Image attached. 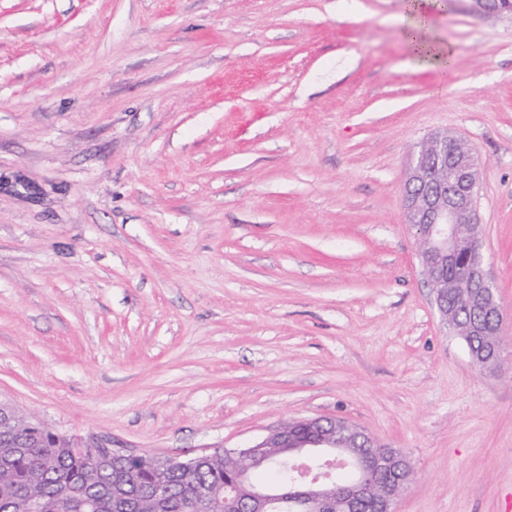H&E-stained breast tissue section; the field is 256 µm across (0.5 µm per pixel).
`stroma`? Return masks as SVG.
Returning <instances> with one entry per match:
<instances>
[{
  "instance_id": "stroma-1",
  "label": "stroma",
  "mask_w": 512,
  "mask_h": 512,
  "mask_svg": "<svg viewBox=\"0 0 512 512\" xmlns=\"http://www.w3.org/2000/svg\"><path fill=\"white\" fill-rule=\"evenodd\" d=\"M0 0V400L185 459L340 418L414 470L395 512H512V16L429 0ZM467 139L505 349L419 266L418 144ZM407 14L403 37L412 65L451 72L454 51L450 45L442 47L433 39L426 0H407Z\"/></svg>"
}]
</instances>
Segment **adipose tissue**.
<instances>
[{
    "label": "adipose tissue",
    "mask_w": 512,
    "mask_h": 512,
    "mask_svg": "<svg viewBox=\"0 0 512 512\" xmlns=\"http://www.w3.org/2000/svg\"><path fill=\"white\" fill-rule=\"evenodd\" d=\"M408 20L403 37L417 68L447 70L452 64V48L440 46L431 34L426 0H407Z\"/></svg>",
    "instance_id": "obj_1"
}]
</instances>
